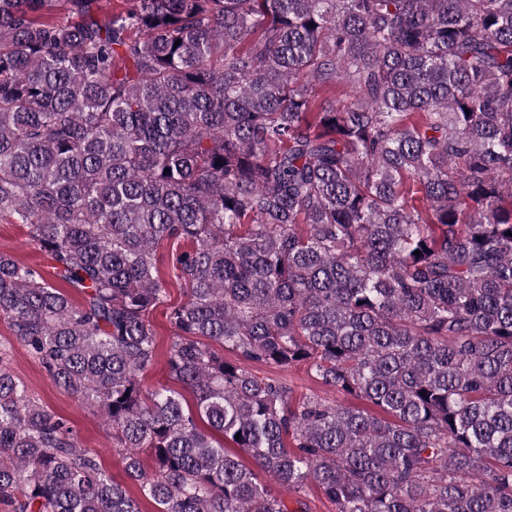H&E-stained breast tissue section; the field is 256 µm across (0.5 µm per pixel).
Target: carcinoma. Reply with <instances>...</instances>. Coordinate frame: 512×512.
I'll return each instance as SVG.
<instances>
[{
  "label": "carcinoma",
  "mask_w": 512,
  "mask_h": 512,
  "mask_svg": "<svg viewBox=\"0 0 512 512\" xmlns=\"http://www.w3.org/2000/svg\"><path fill=\"white\" fill-rule=\"evenodd\" d=\"M0 223L57 280L0 251V316L158 512H512V0H0ZM164 240L192 408L141 383ZM0 502L141 512L2 364ZM0 251L7 252L25 262L40 264L47 277L53 278L49 258L30 243L27 228L24 225L0 223ZM253 369L258 370L261 376L268 375L296 386L298 388V392L314 393L315 395H318L330 402L336 401V399L342 400L343 398L339 397L335 390L321 384L316 378L307 372L305 367L300 365L288 368H272L263 365H256Z\"/></svg>",
  "instance_id": "obj_1"
}]
</instances>
